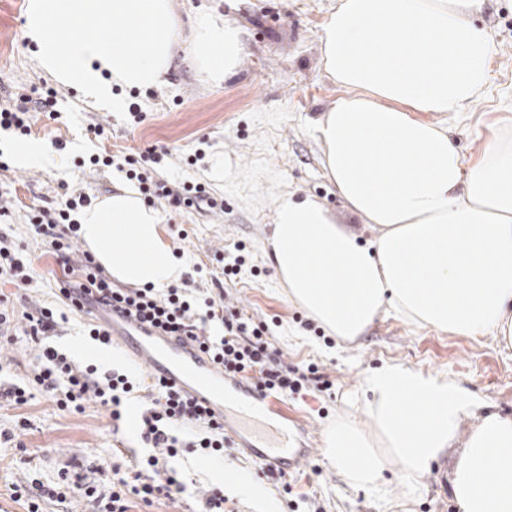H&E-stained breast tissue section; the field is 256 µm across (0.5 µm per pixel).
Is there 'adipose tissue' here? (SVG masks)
<instances>
[{"label": "adipose tissue", "mask_w": 512, "mask_h": 512, "mask_svg": "<svg viewBox=\"0 0 512 512\" xmlns=\"http://www.w3.org/2000/svg\"><path fill=\"white\" fill-rule=\"evenodd\" d=\"M486 2L336 0L317 33L322 67L342 94L313 136L339 196L375 236L361 242L317 199L286 192L266 249L289 299L336 339H357L390 311L459 337L491 335L512 350V126L483 134L468 162L446 124L490 82V39L474 22ZM190 30L182 41L172 0L26 3L43 71L114 109V87L161 84L181 43L214 79L235 74L242 25L203 12ZM79 221L118 280L181 281L161 215L135 187L85 208ZM362 393L365 424L339 417L327 429L326 456L348 486H377L388 461L413 483L448 455L460 512H512V416L481 412L448 375L396 363L371 370ZM469 416L478 423L454 449Z\"/></svg>", "instance_id": "adipose-tissue-1"}]
</instances>
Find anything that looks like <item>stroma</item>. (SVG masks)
I'll list each match as a JSON object with an SVG mask.
<instances>
[{
    "label": "stroma",
    "mask_w": 512,
    "mask_h": 512,
    "mask_svg": "<svg viewBox=\"0 0 512 512\" xmlns=\"http://www.w3.org/2000/svg\"><path fill=\"white\" fill-rule=\"evenodd\" d=\"M26 2L0 0V99L14 102L23 96L39 100L50 81L24 34ZM332 5L333 0H176L180 22L206 10L245 26L247 48L236 75L214 84L185 62L179 49L153 94L118 90L121 109L89 105L74 91L58 98L55 118L39 117L32 127L31 140L43 144L46 152L39 163L14 161L17 138L0 134V152L10 160L9 171H0V197L9 203L7 215L0 216L5 235L0 243L23 246L30 278L22 293L14 276L0 272V295L19 315L37 304L58 309L63 318L54 341L76 362L89 364L95 350L84 335L86 316L62 301L56 283L60 269L47 246L29 236V212L36 205H57L80 189L102 200L126 184V173L119 168L125 157L162 146L169 155L159 170L161 179L204 183L211 198L224 202L220 211L208 201L181 210L165 201L155 205L164 236L186 269L185 281L198 290V312H205L206 298L217 296L222 267L236 256L234 244H244L245 263L235 285L244 313L270 322L274 343L289 361L303 368L317 365L332 384L324 392L283 398L286 416H239L243 427L272 445L298 441L296 422L307 424L314 456L293 473L299 502H289L239 448L221 458L187 453L172 459L171 467L186 486L177 503L140 504L132 512H200L202 487L223 489L227 512H307L310 497L317 498L323 512H460L448 481V458L433 463L430 476L417 487L391 476L379 488L355 490L326 457L328 425L340 416L364 422L363 380L387 363L446 374L493 411L512 416V352L499 348L492 336L469 339L418 328L388 312L356 341H336L289 300L266 259L277 199L288 191L316 197L339 223L363 238L373 235L337 195L312 135L313 122L341 93L321 66L316 40ZM475 22L487 31L493 57L486 94L473 104L467 119L451 125V136L468 160L480 147L477 130L512 125V0H487ZM133 102L145 115L138 124L126 111ZM92 124L103 127L102 136L89 132ZM106 151L114 166L89 171L90 157ZM183 229L188 232L184 238L179 235ZM36 355L35 343L24 335L0 349V360L8 364L0 372V388L26 382ZM143 408L142 401H131L116 424L96 404L70 414L40 394L17 409L0 407V512H24L10 497L14 483L54 482L77 465L94 479L99 468L126 466L145 454L137 428ZM23 419L28 429H20ZM243 478L258 486L257 494L240 493Z\"/></svg>",
    "instance_id": "obj_1"
}]
</instances>
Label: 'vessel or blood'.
Returning a JSON list of instances; mask_svg holds the SVG:
<instances>
[{
  "label": "vessel or blood",
  "instance_id": "vessel-or-blood-1",
  "mask_svg": "<svg viewBox=\"0 0 512 512\" xmlns=\"http://www.w3.org/2000/svg\"><path fill=\"white\" fill-rule=\"evenodd\" d=\"M110 329L114 339L132 341L137 359L147 365L152 373L167 379L222 417L225 433L238 447L248 449L255 461L268 469L285 473L308 462L310 449L303 443L292 448L257 446L253 434L242 430L237 420L228 416L224 403L225 393L242 392L249 395L256 406L275 413L279 410L277 397L254 390L239 379L225 376L189 341L162 336L155 328L127 316L112 320Z\"/></svg>",
  "mask_w": 512,
  "mask_h": 512
}]
</instances>
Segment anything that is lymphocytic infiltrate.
<instances>
[{
    "mask_svg": "<svg viewBox=\"0 0 512 512\" xmlns=\"http://www.w3.org/2000/svg\"><path fill=\"white\" fill-rule=\"evenodd\" d=\"M90 203L89 194L82 192L70 196L58 207L32 209L30 233L48 245L58 259L59 292L66 301L79 297L83 308L97 307L108 314L133 317L174 339L188 337L225 375L253 381L263 391L285 396L321 384L315 366L302 370L290 364L287 356L270 341L267 324H257L244 317L233 302L223 298L208 300L207 310L201 315L188 289L179 286L169 287L162 294L151 287H116L91 252L74 249L80 226L72 214ZM209 319L223 324V336L216 338L208 334L205 322ZM56 325L51 308H37L19 320L0 299V347L12 343L19 333L31 337L38 347L31 387L11 386L0 392V399L23 406L31 400V391L36 388L60 410L81 414L92 402L117 421L122 417L123 399L145 392L149 406L141 416L140 427L151 453L135 459L127 470L113 468L111 477L102 482L64 473L53 486L37 480L13 484L11 497L24 502L27 512H43L46 500H63L72 494L92 502L96 512H129L135 502L147 506L160 501L173 503L183 484L177 472L169 469L170 458L184 452L220 456L232 448V440L224 433L223 420L166 379L152 377L144 388L120 371L100 377L94 367L76 365L65 353L48 344ZM184 428L192 430V440L179 438L178 432Z\"/></svg>",
    "mask_w": 512,
    "mask_h": 512,
    "instance_id": "1",
    "label": "lymphocytic infiltrate"
}]
</instances>
